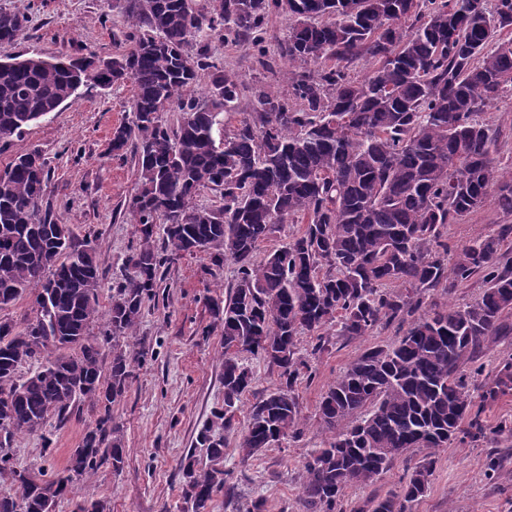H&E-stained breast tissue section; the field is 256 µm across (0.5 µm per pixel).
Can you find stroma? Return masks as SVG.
<instances>
[{
    "label": "stroma",
    "instance_id": "35a3bbf8",
    "mask_svg": "<svg viewBox=\"0 0 512 512\" xmlns=\"http://www.w3.org/2000/svg\"><path fill=\"white\" fill-rule=\"evenodd\" d=\"M123 0H0V11H24L29 17L24 39L0 43V61L17 55L54 60L119 53L118 40L126 29ZM213 62L239 72L246 86L264 85L282 92L279 73L261 70L247 45H227L220 37L209 40ZM134 96L133 84L82 89L79 97L60 111L28 127L23 137L11 139L0 153V169L15 155L36 148L51 167L44 198L58 223L70 225L77 243L88 245L103 262L106 288L122 279L123 262L137 246L135 227L122 205L136 189L133 158L112 157V130L127 121ZM499 135L496 160L512 167V88L483 114ZM512 226V213L495 200L449 225V250L472 244L502 225ZM234 267L213 266L204 253L187 254L163 273L156 300L147 302L136 328L135 343L144 357L120 401L112 406V421L123 436L125 466L113 471L103 462L80 476L72 493L64 495L56 512H74L84 499L106 501L110 512H188L180 495L179 464L195 447L198 432L210 423L212 411L224 401V357L220 329L212 325L208 297H224L233 282ZM406 331L399 323L383 324L364 336L345 337L328 329L327 350L315 351L316 340L301 335L300 353L311 367L297 384L302 434L283 440L251 459H242L239 442L251 405L261 393L275 389L278 373L262 359L244 355L256 375L225 431L224 468L235 487L233 497L218 495L211 512H242L251 499L264 501V512H300L301 465L324 447L318 405L322 394L366 349L397 343ZM98 406L82 401L65 422L49 420L35 432L16 434L9 453L18 467L63 469L73 448L94 427ZM413 512H512V438L498 442L484 438L454 442L441 449L426 494Z\"/></svg>",
    "mask_w": 512,
    "mask_h": 512
}]
</instances>
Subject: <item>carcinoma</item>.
I'll use <instances>...</instances> for the list:
<instances>
[{
  "label": "carcinoma",
  "instance_id": "cac0c4a2",
  "mask_svg": "<svg viewBox=\"0 0 512 512\" xmlns=\"http://www.w3.org/2000/svg\"><path fill=\"white\" fill-rule=\"evenodd\" d=\"M129 31L112 71L91 77L95 56L0 62V144L74 100L82 87L135 85L131 119L112 132V156L132 152L138 187L124 203L138 247L128 274L100 311L102 261L73 242L68 224L42 210L51 169L37 148L0 172V308L27 296L39 306L22 326L0 321V424L8 437L62 421L81 401L99 406L95 426L63 471L19 469L0 453L14 493L0 512H55L80 475L104 459L124 465L112 404L133 379L134 354L118 344L135 335L144 304L156 298L161 269L185 254L235 265L224 301L208 299L224 348V406L212 412L228 430L255 378L239 354L277 368L280 385L249 410L242 460L300 433L296 386L308 368L299 335L316 337L341 321L345 336L408 322L394 345L367 349L322 395L327 446L302 464L301 512H336L346 488L369 485L412 448L428 453L399 490L366 500L358 512H412L428 489L436 452L467 435L485 436L484 406L512 391V359L471 393L465 361L492 336H508L512 312L511 228L463 247L445 263L442 232L480 208L498 187L512 213V170L494 162L497 135L480 119L512 87V0H124ZM294 21L276 52L272 16ZM28 16L0 11V42L26 35ZM245 43L262 69L284 68L288 94L252 88L258 107L233 128L245 85L210 62L207 38ZM372 61L363 76L360 58ZM210 88L195 95L202 75ZM215 193L208 207L194 198ZM301 219L287 245L257 257L279 225ZM482 275L473 303L424 309L430 293L451 292ZM99 333H94V329ZM77 353L46 357L48 337ZM112 343L103 376L101 350ZM31 371L17 378L19 368ZM181 460V494L192 512L233 495L224 437L212 426Z\"/></svg>",
  "mask_w": 512,
  "mask_h": 512
}]
</instances>
